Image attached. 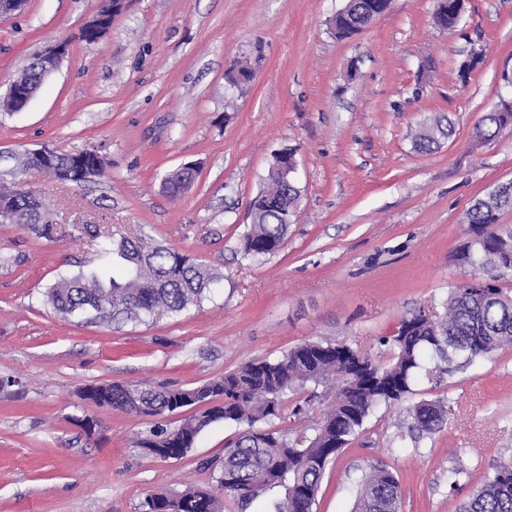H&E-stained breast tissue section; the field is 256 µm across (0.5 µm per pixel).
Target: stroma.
<instances>
[{
    "instance_id": "35a3bbf8",
    "label": "stroma",
    "mask_w": 512,
    "mask_h": 512,
    "mask_svg": "<svg viewBox=\"0 0 512 512\" xmlns=\"http://www.w3.org/2000/svg\"><path fill=\"white\" fill-rule=\"evenodd\" d=\"M346 0H126L96 42L81 39L101 0H26L0 15V100L34 54L64 53L19 111L0 107V183L13 155L92 149L103 177L35 174L53 239L0 223V512H143L146 495L214 487L212 462L241 426L216 422L181 460L141 454L153 418L83 400L89 384L192 388L305 341L347 343L383 361L378 339L417 309L440 311L465 271L452 255L467 213L512 180V124L475 127L512 71V0H467L445 29L435 0H392L357 36L333 21ZM480 62L469 73L461 66ZM249 82L231 83L236 64ZM438 150L412 137L438 114ZM296 151L300 196L273 255L244 256L251 200L274 154ZM193 162L181 195L164 177ZM141 237L203 260L224 280L200 303L142 322L86 323L45 300L61 272L109 273L87 229ZM448 398L444 429L418 448L383 407L326 468L317 512H350L365 473L398 477L401 512H458L512 456V346L451 377L419 382L408 403ZM84 417L99 422L88 433ZM464 466L456 484L448 472Z\"/></svg>"
}]
</instances>
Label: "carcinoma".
I'll return each mask as SVG.
<instances>
[{
	"mask_svg": "<svg viewBox=\"0 0 512 512\" xmlns=\"http://www.w3.org/2000/svg\"><path fill=\"white\" fill-rule=\"evenodd\" d=\"M383 0H359L349 12L335 19V34L350 39L363 22L358 11L370 13ZM512 113L489 112L476 127L490 136ZM453 125L439 115L415 136L422 152L438 148L453 135ZM16 171L53 175L65 183L81 184L75 157L57 153L51 163L33 165L26 153L17 157ZM192 183L189 174L177 170L164 179L170 196L182 194ZM253 224L243 234L245 255L259 259L274 254L284 243L290 224L292 201L299 190L274 180L262 191ZM12 208L20 226L39 238H54L55 225L40 199L23 189L13 193ZM507 201L488 194L468 212L469 237L454 253L453 261L471 268L468 282L448 286L445 316L436 318L418 309L404 316L392 334L379 339L387 348L385 364L347 344L301 343L279 357L252 360L202 386L213 406L198 411L169 428L149 430L167 438L166 447L186 456L201 432L218 421L245 424L247 429L229 443L219 464L213 490L187 485L177 495L188 501V512H224V496L241 510L266 501L272 512H314L323 474L338 451L362 429L381 406L404 400L413 386L436 373L453 376L497 350L512 344V292L500 285L512 273V225L498 223ZM99 253L116 257L118 274L106 279L84 273L59 276L45 292L46 301L67 318L137 321L158 312L177 314L201 300L222 275L204 262L159 245L151 250L126 237L106 238ZM336 385V397L322 420L308 435L303 430L257 431L254 425L278 417L285 396H301L292 414L328 396L323 388ZM183 389L153 387L146 383L104 384L91 396L97 407L119 409L137 416L145 405L157 414L172 409ZM450 400H420L406 411V430L401 440L417 447L420 440L441 431L448 422ZM398 477L386 468L373 469L360 484L353 512H400ZM461 512H512V456L503 459L461 506Z\"/></svg>",
	"mask_w": 512,
	"mask_h": 512,
	"instance_id": "1",
	"label": "carcinoma"
}]
</instances>
